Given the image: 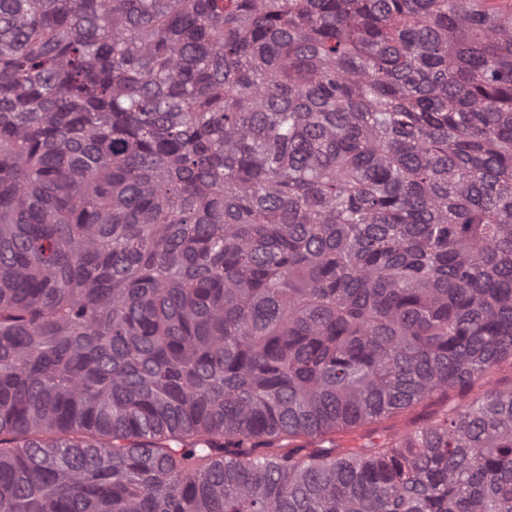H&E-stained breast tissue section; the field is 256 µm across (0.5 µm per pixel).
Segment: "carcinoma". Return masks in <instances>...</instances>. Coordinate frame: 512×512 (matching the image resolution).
I'll list each match as a JSON object with an SVG mask.
<instances>
[{
	"mask_svg": "<svg viewBox=\"0 0 512 512\" xmlns=\"http://www.w3.org/2000/svg\"><path fill=\"white\" fill-rule=\"evenodd\" d=\"M503 14L0 0V512H512ZM454 402V398L451 394H448V398L443 394H435L431 399L427 400L425 403L416 406L415 408L406 411L403 415L396 416L392 419H388L383 421L382 423L371 425L369 428L379 427L380 429L384 427H394L399 426L402 423H405L407 427H413V421L416 420L417 417L426 413L432 412H443L447 408L449 409Z\"/></svg>",
	"mask_w": 512,
	"mask_h": 512,
	"instance_id": "1",
	"label": "carcinoma"
}]
</instances>
